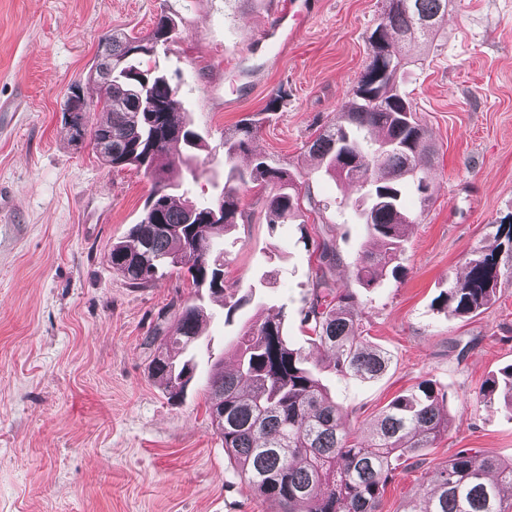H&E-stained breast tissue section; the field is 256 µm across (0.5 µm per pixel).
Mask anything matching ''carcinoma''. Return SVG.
<instances>
[{
  "mask_svg": "<svg viewBox=\"0 0 512 512\" xmlns=\"http://www.w3.org/2000/svg\"><path fill=\"white\" fill-rule=\"evenodd\" d=\"M447 8L448 0H386L384 17L368 37L373 57L375 35L387 45L383 70L375 75L367 66L336 118L309 147L326 161L327 171L356 188V202L365 204L359 216L380 249L358 252L350 266L366 289L381 287L387 275L400 270L405 229L414 223L405 210L407 194L413 190L429 200L433 151L401 87L408 58L398 43L427 36L419 21L437 20ZM174 36L175 24L163 14L145 38L105 36L93 77L102 88L99 105L110 119L89 126L83 112L74 120L88 127L94 145H103L99 154L108 167H134L153 182L141 220L112 244L113 271L134 287H146L169 269L192 287L219 295L224 293V235L243 219L241 190L250 185L270 189L266 220L272 226L291 218L301 194L288 170L258 157L247 170L229 169L217 199L174 204L165 170L179 160L197 178L194 160L202 148L182 112L179 88L165 70L150 65L158 48ZM140 74L150 75L145 96L154 101L155 112L141 108L132 84ZM255 132L249 120L224 132V162L246 151ZM317 251L322 265L339 260L331 242L318 244ZM504 254L512 258V221L499 224L495 247L469 254L465 277L448 286L440 307L454 317L486 309L501 279L512 277ZM203 318L200 306L184 303L175 335L157 345L150 372L165 383L171 399L183 397L196 376L190 351L199 344ZM361 321L355 296L321 281L302 318L310 341L333 352V372L377 379L391 358L362 336ZM235 355L231 371L220 362L208 368L209 415L244 482L256 495L281 502L284 512H379L397 462L435 447L448 431L442 393L423 380L417 391L386 407L368 436L357 435L319 373L308 366L307 354L288 340L282 310L246 325ZM477 397L496 399L512 414V364L482 382ZM506 486H512V461L461 448L406 512H512V499L502 493Z\"/></svg>",
  "mask_w": 512,
  "mask_h": 512,
  "instance_id": "1",
  "label": "carcinoma"
}]
</instances>
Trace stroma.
<instances>
[{
	"instance_id": "1",
	"label": "stroma",
	"mask_w": 512,
	"mask_h": 512,
	"mask_svg": "<svg viewBox=\"0 0 512 512\" xmlns=\"http://www.w3.org/2000/svg\"><path fill=\"white\" fill-rule=\"evenodd\" d=\"M385 0H316L297 41L276 59L255 35L278 22L275 0H0V512H281L239 477L206 412L203 390L182 404L149 372L150 336L174 335L188 283L163 273L147 288L112 269L113 242L142 216L152 183L109 169L90 139L72 141L63 105L79 89L93 105L90 73L100 39L141 36L160 15L179 36L158 61L206 148L201 173L167 167L178 202L218 198L228 169L224 132L242 119L250 147L285 167L308 202L285 224L265 218L266 193L242 198L244 217L224 238V285L244 301L226 319L205 295L201 333L224 366L245 320L284 310L288 339L314 364L300 311L318 277L355 293L364 334L391 363L374 380L324 374L350 424L369 432L397 396L428 379L448 395V431L419 461L401 463L381 512H404L461 448L512 460V415L475 393L512 363V280L480 314L440 311L465 273V256L495 244L512 214V0H448L428 42L407 43L404 85L434 150L429 202L406 230L400 279L365 290L349 263L377 249L340 201L350 186L329 177L309 146L370 60L368 37ZM333 239L336 265L320 270L317 246Z\"/></svg>"
}]
</instances>
